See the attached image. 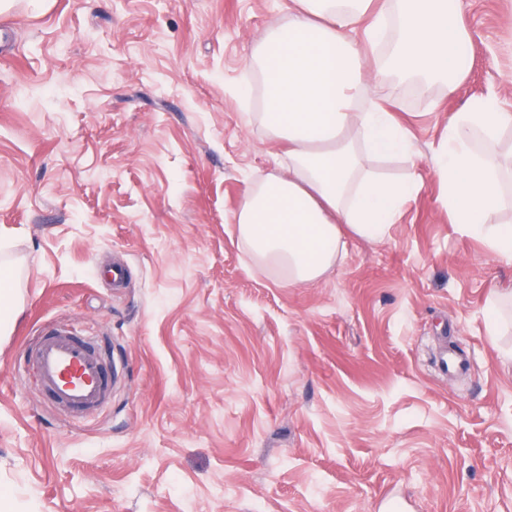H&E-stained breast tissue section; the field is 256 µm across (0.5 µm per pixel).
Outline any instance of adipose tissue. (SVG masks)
Returning a JSON list of instances; mask_svg holds the SVG:
<instances>
[{
    "label": "adipose tissue",
    "instance_id": "ef3b65f1",
    "mask_svg": "<svg viewBox=\"0 0 512 512\" xmlns=\"http://www.w3.org/2000/svg\"><path fill=\"white\" fill-rule=\"evenodd\" d=\"M463 0H292L287 22H273L255 50L262 76L260 125L287 143L274 172L254 182L234 216L240 242L274 268L280 284L322 278L344 255L343 228L383 240L419 191L416 171L399 179L368 173L366 159L414 162L409 132L389 108L387 76L443 82L456 89L476 48L461 24ZM369 44L389 48L375 78L365 75ZM512 113L497 93L471 99L448 123L437 165L452 223L512 263V225L490 224L503 200L494 161Z\"/></svg>",
    "mask_w": 512,
    "mask_h": 512
}]
</instances>
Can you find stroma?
<instances>
[{
    "label": "stroma",
    "instance_id": "35a3bbf8",
    "mask_svg": "<svg viewBox=\"0 0 512 512\" xmlns=\"http://www.w3.org/2000/svg\"><path fill=\"white\" fill-rule=\"evenodd\" d=\"M288 0H13L0 12V491L16 512H512V264L451 224L452 116L512 69V0H466L455 92L401 90L420 191L379 242L276 284L232 219L288 145L249 61ZM251 80L243 112L237 89ZM128 267L124 287L107 267ZM93 337L112 398L44 401L25 346ZM470 370L445 373L442 345Z\"/></svg>",
    "mask_w": 512,
    "mask_h": 512
}]
</instances>
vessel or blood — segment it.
<instances>
[{
	"mask_svg": "<svg viewBox=\"0 0 512 512\" xmlns=\"http://www.w3.org/2000/svg\"><path fill=\"white\" fill-rule=\"evenodd\" d=\"M28 362L43 394L69 412L97 410L111 393L101 355L69 327L56 324L43 329L29 349Z\"/></svg>",
	"mask_w": 512,
	"mask_h": 512,
	"instance_id": "obj_1",
	"label": "vessel or blood"
}]
</instances>
